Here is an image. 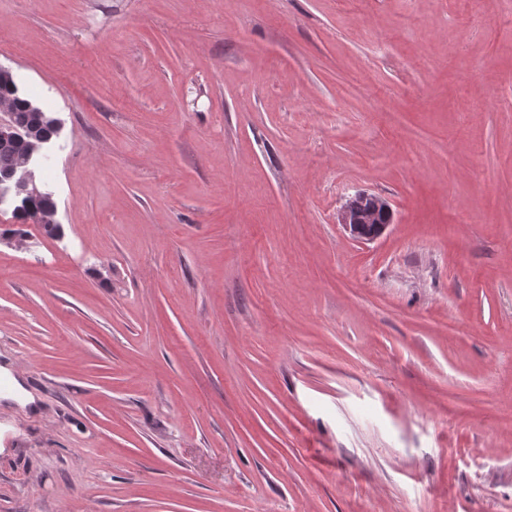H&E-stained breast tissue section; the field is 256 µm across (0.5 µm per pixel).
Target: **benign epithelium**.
<instances>
[{
	"instance_id": "7a95c632",
	"label": "benign epithelium",
	"mask_w": 512,
	"mask_h": 512,
	"mask_svg": "<svg viewBox=\"0 0 512 512\" xmlns=\"http://www.w3.org/2000/svg\"><path fill=\"white\" fill-rule=\"evenodd\" d=\"M0 141L12 143L18 149L15 166L0 172V192L13 194L15 201L29 198L47 199L44 186L37 176L47 140L23 130L16 121L15 108L0 100ZM56 206L50 201L32 213L34 224L55 225ZM341 223L351 236L359 241H373L380 237L393 220V211L387 200L372 194H357L343 204Z\"/></svg>"
}]
</instances>
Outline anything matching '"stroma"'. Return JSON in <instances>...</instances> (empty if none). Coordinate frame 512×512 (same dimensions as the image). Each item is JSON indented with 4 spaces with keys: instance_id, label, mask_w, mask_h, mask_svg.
Here are the masks:
<instances>
[{
    "instance_id": "1",
    "label": "stroma",
    "mask_w": 512,
    "mask_h": 512,
    "mask_svg": "<svg viewBox=\"0 0 512 512\" xmlns=\"http://www.w3.org/2000/svg\"><path fill=\"white\" fill-rule=\"evenodd\" d=\"M0 64V512H512V0H0ZM13 88V95L19 103L18 110L16 112L10 102L0 100V141L14 144L18 154L16 158V152L12 146L0 143V170L15 165L8 171L0 172V193L3 190L6 193L12 192L16 202L29 198L46 201L50 198L45 196L44 186L37 173L48 141L44 135L35 137L21 128L20 125L27 122L29 118V103L36 104L17 83ZM369 200L368 206L361 201ZM341 223L351 236L359 241H373L380 237L393 220V211L387 200L372 194H357L343 204Z\"/></svg>"
}]
</instances>
